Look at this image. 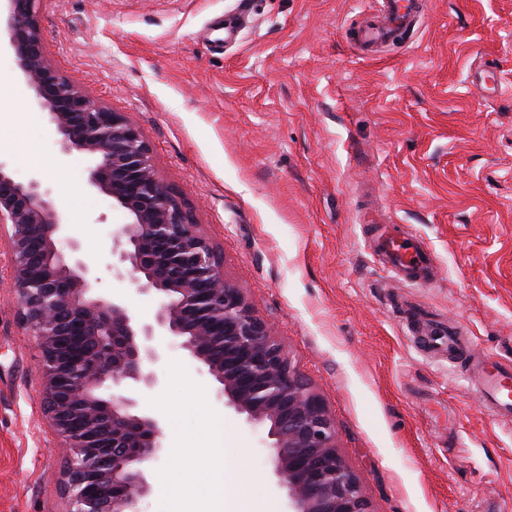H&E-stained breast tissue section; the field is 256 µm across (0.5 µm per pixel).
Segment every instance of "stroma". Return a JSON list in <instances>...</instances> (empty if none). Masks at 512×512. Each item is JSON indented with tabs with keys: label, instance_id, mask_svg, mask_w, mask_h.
<instances>
[{
	"label": "stroma",
	"instance_id": "obj_1",
	"mask_svg": "<svg viewBox=\"0 0 512 512\" xmlns=\"http://www.w3.org/2000/svg\"><path fill=\"white\" fill-rule=\"evenodd\" d=\"M376 0H42L53 66L126 113L160 178L189 207L224 279L273 325L336 426V449L372 512H512V427L474 375L408 336L402 305L459 323L512 365V0H428L418 27L375 56L346 36ZM497 69L499 90L474 80ZM0 160L39 176L101 295L143 323L158 298L104 266L126 213L61 155L29 91ZM428 246L438 275L395 280L374 257L364 207ZM140 404L164 431L140 512H177L215 419L255 478L252 512H285L259 434L218 383L169 351ZM42 410L40 354L0 261V512H66L63 462ZM186 463L174 497L161 478Z\"/></svg>",
	"mask_w": 512,
	"mask_h": 512
}]
</instances>
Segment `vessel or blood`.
<instances>
[{"label":"vessel or blood","mask_w":512,"mask_h":512,"mask_svg":"<svg viewBox=\"0 0 512 512\" xmlns=\"http://www.w3.org/2000/svg\"><path fill=\"white\" fill-rule=\"evenodd\" d=\"M426 0H382V7L363 27L352 33V42L379 46L396 38L400 32L415 28L424 13ZM374 253L394 277L413 286H425L436 277L433 252L407 234L385 232L372 236ZM404 321L410 335L415 336L424 352L447 351L454 361L471 364L478 369V385L491 403L492 411L512 421V368L493 357L477 355L467 338L456 327L447 325L426 328L424 317L417 311H406Z\"/></svg>","instance_id":"obj_1"}]
</instances>
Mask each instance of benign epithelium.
Returning a JSON list of instances; mask_svg holds the SVG:
<instances>
[{"mask_svg": "<svg viewBox=\"0 0 512 512\" xmlns=\"http://www.w3.org/2000/svg\"><path fill=\"white\" fill-rule=\"evenodd\" d=\"M41 0H0V39L62 154L92 159L88 184L130 222L108 258L139 292L160 297L151 323L92 292L93 269L72 256L59 207L41 180L13 179L0 160V225L10 226V288L41 353L42 401L65 458L67 512H139L145 467L165 453L163 427L120 390L158 389L157 366L175 342L220 385L224 408L264 428L287 512H371L336 450L321 398L295 371L273 329L221 273L216 251L158 175L150 147L122 112L97 102L51 63ZM116 389L107 395L105 390Z\"/></svg>", "mask_w": 512, "mask_h": 512, "instance_id": "obj_1", "label": "benign epithelium"}]
</instances>
